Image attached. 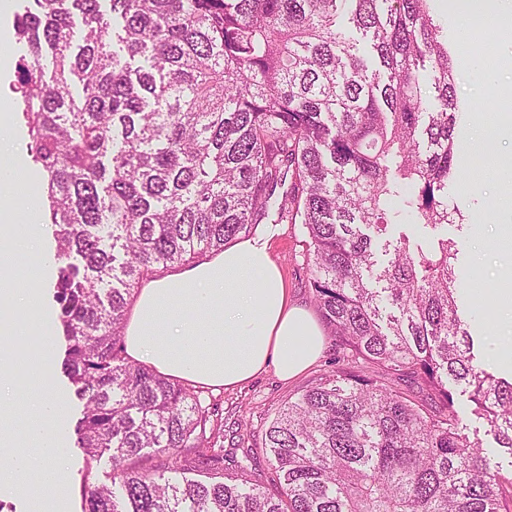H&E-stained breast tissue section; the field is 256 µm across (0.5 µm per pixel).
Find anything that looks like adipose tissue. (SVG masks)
Listing matches in <instances>:
<instances>
[{
    "label": "adipose tissue",
    "instance_id": "ef3b65f1",
    "mask_svg": "<svg viewBox=\"0 0 512 512\" xmlns=\"http://www.w3.org/2000/svg\"><path fill=\"white\" fill-rule=\"evenodd\" d=\"M123 340L131 360L214 389L238 387L269 366L293 379L325 346L312 313L289 304L267 241L250 237L145 280Z\"/></svg>",
    "mask_w": 512,
    "mask_h": 512
}]
</instances>
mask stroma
Instances as JSON below:
<instances>
[{
    "label": "stroma",
    "instance_id": "obj_1",
    "mask_svg": "<svg viewBox=\"0 0 512 512\" xmlns=\"http://www.w3.org/2000/svg\"><path fill=\"white\" fill-rule=\"evenodd\" d=\"M431 8L448 42L455 75L458 119L454 132L457 144L455 166L460 182L451 184L448 194L464 215L468 227H449L456 243L455 271L468 299L464 315L470 324L474 346L489 371L498 377H512V362L492 356L500 338L492 330L494 315L512 303V172L504 168V157L512 158V136L481 138V131L498 126L502 113H512V26L494 18L478 29L469 28L464 15L450 0H431ZM0 52L12 62L0 72V114L9 117L10 134L23 165L31 176L33 193H41L42 179L32 161L34 145L22 119V104L12 86L16 82V62L26 48L14 38L0 41ZM269 241L273 260L282 271L291 303L316 310L310 280L309 238L298 224L262 222L256 228ZM345 360L334 339H327L321 357L291 380L280 379L274 369H266L238 388L204 390L206 401L218 404L223 419V435L218 445L225 457L250 460L252 480L267 492H275L272 467L265 452V432L278 411ZM462 423L470 438L482 443L492 469L512 474V452L500 447L486 422L472 414L467 394L456 393ZM63 442L67 457L69 494L60 512H83L82 487L85 482L107 480L112 467L108 459L88 463L77 446L74 430H67Z\"/></svg>",
    "mask_w": 512,
    "mask_h": 512
}]
</instances>
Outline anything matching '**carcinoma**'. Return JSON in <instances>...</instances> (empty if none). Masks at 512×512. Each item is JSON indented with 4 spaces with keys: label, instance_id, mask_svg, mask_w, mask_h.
Wrapping results in <instances>:
<instances>
[{
    "label": "carcinoma",
    "instance_id": "1",
    "mask_svg": "<svg viewBox=\"0 0 512 512\" xmlns=\"http://www.w3.org/2000/svg\"><path fill=\"white\" fill-rule=\"evenodd\" d=\"M25 2L15 90L60 264L75 432L112 464L84 512H512V477L464 433L452 392L512 452V381L473 352L440 235L464 216L448 202L455 78L429 0ZM272 214L306 229L314 299L353 358L266 431L275 494L242 461L224 477L218 408L123 344L141 282Z\"/></svg>",
    "mask_w": 512,
    "mask_h": 512
}]
</instances>
